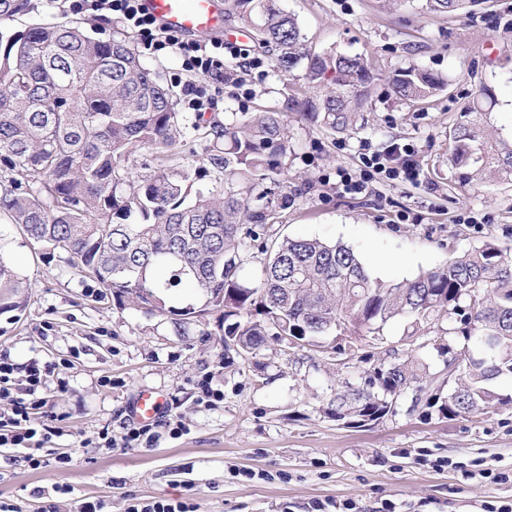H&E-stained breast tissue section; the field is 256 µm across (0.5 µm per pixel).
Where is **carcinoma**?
I'll return each instance as SVG.
<instances>
[{
	"label": "carcinoma",
	"instance_id": "obj_1",
	"mask_svg": "<svg viewBox=\"0 0 512 512\" xmlns=\"http://www.w3.org/2000/svg\"><path fill=\"white\" fill-rule=\"evenodd\" d=\"M28 0H0V23ZM486 0H426L455 13ZM258 46L277 52V69L303 65L304 84H283L287 111H176L173 90L147 68L127 38L102 40L78 21L0 32V218L119 299L190 320L224 309V335L252 354L288 338L294 348L330 340L342 361L367 364L324 413L352 428L374 425L410 399V411L454 419L512 403L495 379H512V247L487 242L398 283L372 276L348 247L318 239L269 242L270 226L293 193L280 176L293 145L288 112L332 135L358 129L378 79L373 60L308 46L280 0H233ZM443 78L410 66L390 94L410 106L444 90ZM491 92L473 100L448 135L449 161L466 181L512 182V142L488 130ZM211 186L192 191L194 180ZM246 246L265 255L260 277L240 276ZM198 306L166 305L180 284ZM29 283L0 256V310H19ZM395 318L418 336L474 341L483 356L439 343L448 394L428 390L429 366L415 355L371 363L352 337Z\"/></svg>",
	"mask_w": 512,
	"mask_h": 512
}]
</instances>
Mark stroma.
<instances>
[{
    "label": "stroma",
    "mask_w": 512,
    "mask_h": 512,
    "mask_svg": "<svg viewBox=\"0 0 512 512\" xmlns=\"http://www.w3.org/2000/svg\"><path fill=\"white\" fill-rule=\"evenodd\" d=\"M309 45L373 59L382 76L365 125L329 135L289 116L294 152L288 183L298 195L272 228L274 237H308L351 248L373 276L400 282L445 264L484 243L512 246V183L473 186L448 162V131L463 109L491 87L490 124L512 137V0H486L473 13H428L425 0H281ZM79 21L99 38L123 36L112 17L69 9L67 0H30L29 9L0 25L12 34L34 24ZM146 64L171 84L185 111L190 90L203 92L216 117L239 109L282 108L284 82L301 83V70L282 76L273 57L264 76H250L252 94L181 72L166 54ZM409 66L442 75L445 91L419 107L387 96L386 77ZM412 144L416 181L377 180L359 194L343 192L337 169L357 171L363 148L384 151ZM6 256L31 285L24 310L0 312V353L17 367L16 392L26 393L25 366L53 362L70 385L55 398L65 449L63 469L32 468L23 448L0 447V501L17 512H71L76 500H104L106 512H126L131 499L181 500L195 493L201 512H313L329 500L376 512H483L512 505V404L464 418L423 417L399 406L395 416L350 428L324 414L345 381L361 367L344 366L331 349L291 350L269 341L247 356L224 357V312L179 322L113 297L95 280L60 260L44 263L11 226H0ZM111 377L112 386L102 384ZM208 379L222 401H196ZM165 396V415H179L187 435L161 432L149 447L110 452L98 432L120 436L136 427L139 391ZM448 459L433 468L432 460ZM508 473L492 483L479 472ZM64 483L69 494L53 492Z\"/></svg>",
    "instance_id": "obj_1"
}]
</instances>
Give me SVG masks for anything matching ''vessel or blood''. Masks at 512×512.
<instances>
[{
	"instance_id": "obj_1",
	"label": "vessel or blood",
	"mask_w": 512,
	"mask_h": 512,
	"mask_svg": "<svg viewBox=\"0 0 512 512\" xmlns=\"http://www.w3.org/2000/svg\"><path fill=\"white\" fill-rule=\"evenodd\" d=\"M144 9L163 27L186 36L211 33L244 40L246 28L228 31L226 13L218 0H142ZM164 408L163 397L140 392L135 401L134 417L143 424L152 423Z\"/></svg>"
}]
</instances>
